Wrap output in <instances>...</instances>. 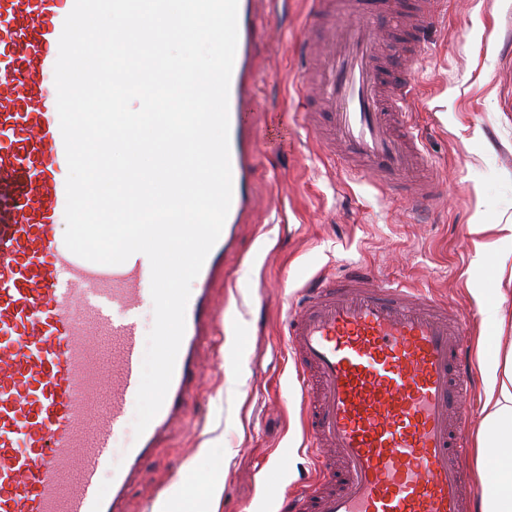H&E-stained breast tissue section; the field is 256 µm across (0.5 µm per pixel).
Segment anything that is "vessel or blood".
I'll list each match as a JSON object with an SVG mask.
<instances>
[{"mask_svg":"<svg viewBox=\"0 0 512 512\" xmlns=\"http://www.w3.org/2000/svg\"><path fill=\"white\" fill-rule=\"evenodd\" d=\"M331 23L316 40L299 90L326 118L316 142L355 175L409 186L433 204L440 182L414 132L415 86L396 77L378 40L377 13L409 35L416 65L440 0H312ZM238 0L229 86L232 202L186 307L173 379L141 437L130 436L147 340L151 265L70 252L68 166L54 81L59 38L74 0H0V512H130L144 462L184 419L215 333L214 284L253 223L261 13ZM462 320L418 288L379 281L363 265L318 276L302 290L286 344L305 396L310 446L329 448L314 480L283 512H474L483 486L468 477L463 398L477 372ZM109 483H102L103 472Z\"/></svg>","mask_w":512,"mask_h":512,"instance_id":"b4317fda","label":"vessel or blood"}]
</instances>
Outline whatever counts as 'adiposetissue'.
I'll return each mask as SVG.
<instances>
[{"mask_svg":"<svg viewBox=\"0 0 512 512\" xmlns=\"http://www.w3.org/2000/svg\"><path fill=\"white\" fill-rule=\"evenodd\" d=\"M481 455L487 460L481 472L489 486L480 512H512V346L497 356L489 375L483 405ZM214 449H200L196 460L184 465L158 498L153 512H217L224 494V479L212 474L196 481L200 461L211 459Z\"/></svg>","mask_w":512,"mask_h":512,"instance_id":"1","label":"adipose tissue"}]
</instances>
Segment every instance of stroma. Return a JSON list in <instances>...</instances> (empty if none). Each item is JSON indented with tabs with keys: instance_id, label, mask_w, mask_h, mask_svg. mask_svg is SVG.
I'll list each match as a JSON object with an SVG mask.
<instances>
[{
	"instance_id": "35a3bbf8",
	"label": "stroma",
	"mask_w": 512,
	"mask_h": 512,
	"mask_svg": "<svg viewBox=\"0 0 512 512\" xmlns=\"http://www.w3.org/2000/svg\"><path fill=\"white\" fill-rule=\"evenodd\" d=\"M309 0H288L266 15L277 40L258 45L267 108L257 152L260 209L243 225L237 254L215 292L224 304L219 333L179 427L141 470L131 512H151L145 490H164L198 449L211 446L224 474L219 512H270L313 472L305 449L301 390L286 349L285 321L299 291L343 263L369 265L384 281L421 288L463 314L461 341L476 350L480 379L494 366L479 344L487 321L512 341V292L499 308L486 297L499 285L494 242L512 221V0H446L410 74L412 119L442 180L438 204L411 206L349 175L302 124L306 104L295 84L308 61Z\"/></svg>"
}]
</instances>
